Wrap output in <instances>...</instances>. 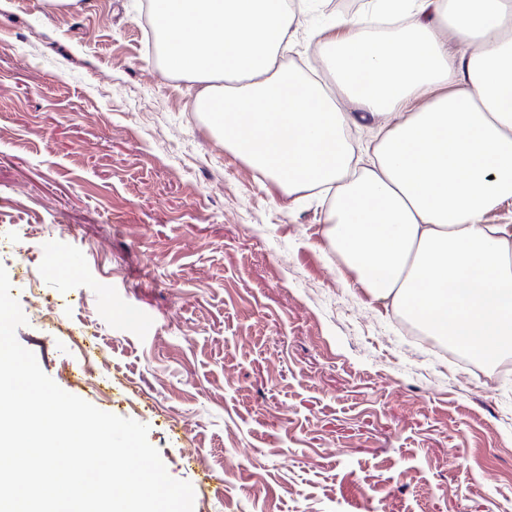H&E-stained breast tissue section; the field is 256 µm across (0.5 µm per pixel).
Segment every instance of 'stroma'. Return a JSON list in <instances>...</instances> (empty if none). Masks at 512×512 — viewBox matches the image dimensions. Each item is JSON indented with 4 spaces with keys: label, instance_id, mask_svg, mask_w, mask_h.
<instances>
[{
    "label": "stroma",
    "instance_id": "35a3bbf8",
    "mask_svg": "<svg viewBox=\"0 0 512 512\" xmlns=\"http://www.w3.org/2000/svg\"><path fill=\"white\" fill-rule=\"evenodd\" d=\"M141 9L0 0V266L52 309L18 295V342L147 424L194 512H512V375L460 373L373 299L328 199L225 149ZM339 15L300 5L285 63L323 75L312 34Z\"/></svg>",
    "mask_w": 512,
    "mask_h": 512
}]
</instances>
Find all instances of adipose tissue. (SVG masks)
<instances>
[{"instance_id": "adipose-tissue-1", "label": "adipose tissue", "mask_w": 512, "mask_h": 512, "mask_svg": "<svg viewBox=\"0 0 512 512\" xmlns=\"http://www.w3.org/2000/svg\"><path fill=\"white\" fill-rule=\"evenodd\" d=\"M153 3L166 66L202 83L225 149L288 194L335 193L329 238L374 299L483 360L512 350V225L484 221L512 198V0H373L391 29L338 19L322 82L280 61L286 0Z\"/></svg>"}]
</instances>
